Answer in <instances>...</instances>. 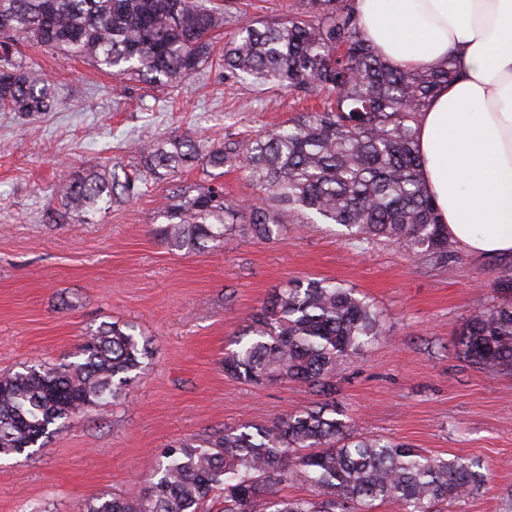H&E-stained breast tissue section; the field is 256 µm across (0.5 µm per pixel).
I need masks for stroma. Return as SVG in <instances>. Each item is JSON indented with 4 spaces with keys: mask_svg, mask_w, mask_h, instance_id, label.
Wrapping results in <instances>:
<instances>
[{
    "mask_svg": "<svg viewBox=\"0 0 512 512\" xmlns=\"http://www.w3.org/2000/svg\"><path fill=\"white\" fill-rule=\"evenodd\" d=\"M305 10L306 0H224L223 32ZM22 55L59 101L50 112H0V373L72 362L87 335L112 321L134 325L151 356L122 400L58 424L33 455L0 458V512H80L86 500L147 488L168 445L314 405L308 385L242 383L225 377L222 359L279 289L322 278L356 289L385 317L384 338L337 376V409L357 435L479 460L485 489L450 512H500L512 489V373L459 359L453 340L474 310L500 301L503 258L458 246L446 262L424 265L389 242L347 240L334 224L173 250L155 232L160 208L182 185L208 183L198 166L142 175L93 223H48L62 173L135 171L133 141L144 151L171 135L239 142L302 104L296 92L237 83L217 66L149 86L38 47Z\"/></svg>",
    "mask_w": 512,
    "mask_h": 512,
    "instance_id": "35a3bbf8",
    "label": "stroma"
}]
</instances>
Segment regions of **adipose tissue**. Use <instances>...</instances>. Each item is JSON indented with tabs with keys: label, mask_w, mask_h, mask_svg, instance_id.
<instances>
[{
	"label": "adipose tissue",
	"mask_w": 512,
	"mask_h": 512,
	"mask_svg": "<svg viewBox=\"0 0 512 512\" xmlns=\"http://www.w3.org/2000/svg\"><path fill=\"white\" fill-rule=\"evenodd\" d=\"M364 34L408 67L458 74L419 115L420 176L451 242L512 256V0H355Z\"/></svg>",
	"instance_id": "obj_1"
}]
</instances>
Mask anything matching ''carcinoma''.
Here are the masks:
<instances>
[{
  "label": "carcinoma",
  "mask_w": 512,
  "mask_h": 512,
  "mask_svg": "<svg viewBox=\"0 0 512 512\" xmlns=\"http://www.w3.org/2000/svg\"><path fill=\"white\" fill-rule=\"evenodd\" d=\"M1 12L12 26L0 32V111L47 112L57 103L56 87L17 61L24 44L151 86L218 64L258 88L323 96L322 110L232 148L174 135L140 156L155 178L198 161L215 170L209 183L180 188L160 211L156 232L171 249L225 247L239 230L268 239L285 224H337L358 243L383 238L423 264L448 260L452 244L419 180L416 125L457 63H391L364 35L353 0H307V15L285 23L251 20L219 53L214 32L224 13L212 0H0ZM242 161L261 191L255 206L224 198L219 181L217 170ZM118 188L135 189L121 166L66 175L49 222L85 223ZM384 335L381 312L357 290L327 279L290 283L224 352V375L254 385L304 383L324 401L171 445L147 491L97 498L81 512H210L216 493L221 512H368L377 501L399 512H445L487 482L479 464L358 438L351 421L337 417V375ZM454 350L477 368L511 373L512 299L470 315ZM77 357L0 375V456L36 452L59 421L119 401L150 351L133 326L114 321L91 334ZM288 482L311 493L279 495Z\"/></svg>",
  "instance_id": "1"
}]
</instances>
